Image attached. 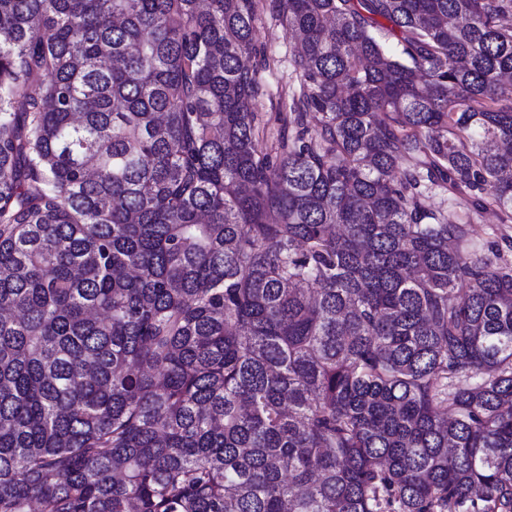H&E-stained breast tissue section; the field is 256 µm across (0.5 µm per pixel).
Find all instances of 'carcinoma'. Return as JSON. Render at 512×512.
Returning <instances> with one entry per match:
<instances>
[{"instance_id": "cac0c4a2", "label": "carcinoma", "mask_w": 512, "mask_h": 512, "mask_svg": "<svg viewBox=\"0 0 512 512\" xmlns=\"http://www.w3.org/2000/svg\"><path fill=\"white\" fill-rule=\"evenodd\" d=\"M272 9L266 152L257 0H0V512H512V0ZM267 3V0L260 2L257 39L258 46L269 60V66L258 69L260 91L249 100V109L257 113L263 122L269 121V127L277 128L275 118L279 109L284 114L288 113V96L298 84L293 62L295 41L285 24L266 8ZM490 215L492 222L488 221ZM469 228L470 243L477 255L497 259L512 267V223L501 224L494 212L482 210L473 216Z\"/></svg>"}]
</instances>
